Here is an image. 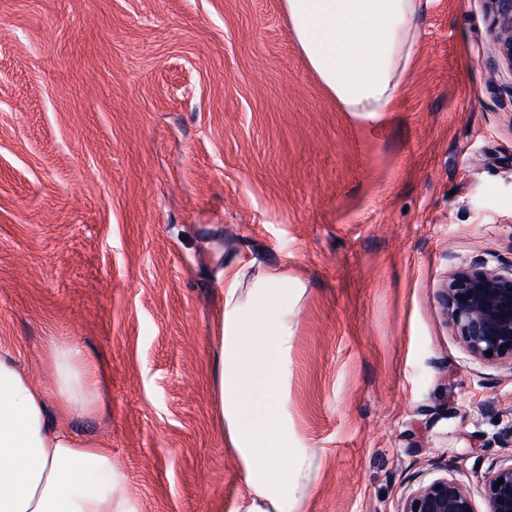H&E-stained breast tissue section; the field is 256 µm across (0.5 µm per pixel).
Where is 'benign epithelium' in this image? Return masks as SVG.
<instances>
[{
  "instance_id": "1",
  "label": "benign epithelium",
  "mask_w": 512,
  "mask_h": 512,
  "mask_svg": "<svg viewBox=\"0 0 512 512\" xmlns=\"http://www.w3.org/2000/svg\"><path fill=\"white\" fill-rule=\"evenodd\" d=\"M484 3L494 37L491 65L505 64L512 69V0ZM441 305L473 359L512 367V265L489 270L478 262L456 273L441 289ZM483 486L488 512H512V458L491 465ZM397 512L477 510L470 489L458 479L442 475L410 490L400 500Z\"/></svg>"
}]
</instances>
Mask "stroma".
<instances>
[{
	"label": "stroma",
	"mask_w": 512,
	"mask_h": 512,
	"mask_svg": "<svg viewBox=\"0 0 512 512\" xmlns=\"http://www.w3.org/2000/svg\"><path fill=\"white\" fill-rule=\"evenodd\" d=\"M394 111L347 112L282 0H0V352L55 410L78 344L134 512H241L212 341L225 246L307 291L288 413L304 512H396L447 474L486 512L512 457V368L473 360L450 276L512 263V70L483 0H420Z\"/></svg>",
	"instance_id": "obj_1"
}]
</instances>
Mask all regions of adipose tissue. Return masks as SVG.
I'll return each instance as SVG.
<instances>
[{"instance_id":"adipose-tissue-1","label":"adipose tissue","mask_w":512,"mask_h":512,"mask_svg":"<svg viewBox=\"0 0 512 512\" xmlns=\"http://www.w3.org/2000/svg\"><path fill=\"white\" fill-rule=\"evenodd\" d=\"M420 0H283L312 72L348 112H389L416 51ZM224 310L213 368L220 430L248 495L242 512H302L316 466L288 418V354L306 292L282 267L224 254ZM56 411L0 355V512H127L111 449L60 419L96 405L97 374L77 346L56 347Z\"/></svg>"}]
</instances>
